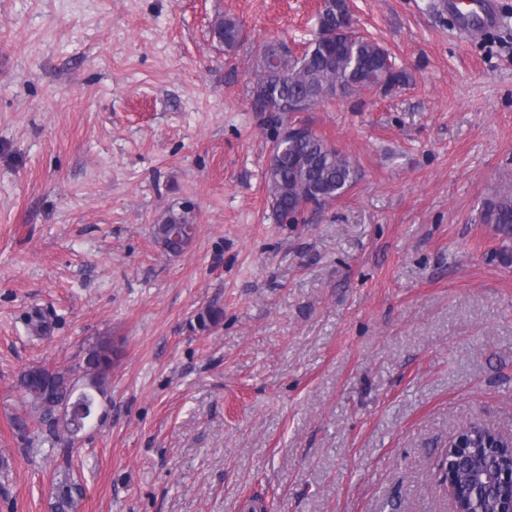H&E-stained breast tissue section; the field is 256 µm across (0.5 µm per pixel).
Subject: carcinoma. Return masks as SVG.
Here are the masks:
<instances>
[{"mask_svg":"<svg viewBox=\"0 0 512 512\" xmlns=\"http://www.w3.org/2000/svg\"><path fill=\"white\" fill-rule=\"evenodd\" d=\"M213 35L230 54L242 40L241 24L231 17H220L213 23ZM261 63L251 89L252 109L270 113L273 124L282 132L273 141L266 180L270 205L277 220L294 218L309 207L319 208L341 197L357 180L353 163L314 130L302 137H288L292 127L290 114L304 112L317 105V97L333 88H373L385 80L384 90L408 82L406 74L389 64V53L377 42L354 31L339 38L318 32L302 55L288 56L283 63L268 62L269 45L260 49ZM484 220L496 224L507 238L512 236V196L491 202ZM195 233V224L188 212L168 209L154 225L153 236L165 252L179 253ZM222 309L210 306L198 313V329L205 331L220 323ZM119 349L110 338H99L89 345L79 364L81 378L90 389L104 392ZM71 372L32 366L23 371L18 385L24 392L27 409L12 417V425L23 433L28 424L25 414L33 410L47 426V434L36 438L37 444L54 446L60 433L77 435L84 428L82 405L76 402ZM75 406L72 417H55L56 406L62 402ZM83 494L81 485L61 480L55 487L54 512H72Z\"/></svg>","mask_w":512,"mask_h":512,"instance_id":"obj_1","label":"carcinoma"}]
</instances>
